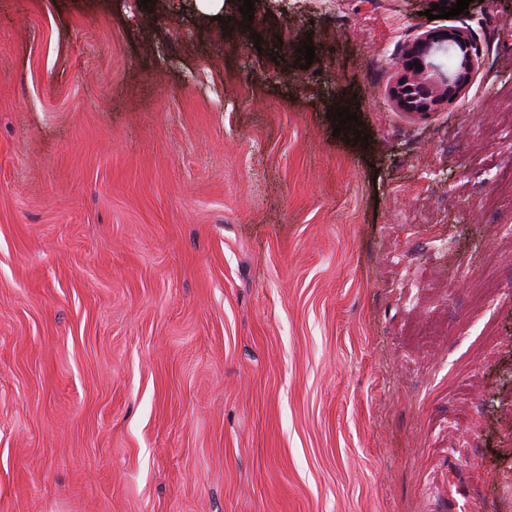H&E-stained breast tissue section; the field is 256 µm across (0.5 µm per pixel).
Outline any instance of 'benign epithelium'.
Returning a JSON list of instances; mask_svg holds the SVG:
<instances>
[{
    "label": "benign epithelium",
    "mask_w": 512,
    "mask_h": 512,
    "mask_svg": "<svg viewBox=\"0 0 512 512\" xmlns=\"http://www.w3.org/2000/svg\"><path fill=\"white\" fill-rule=\"evenodd\" d=\"M482 55V46L468 31H426L417 37L403 56L404 72L393 87L397 106L425 115L457 98L469 84ZM441 56H452L456 66L443 70ZM421 69H416V66Z\"/></svg>",
    "instance_id": "obj_1"
}]
</instances>
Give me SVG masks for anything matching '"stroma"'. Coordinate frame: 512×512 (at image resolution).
Listing matches in <instances>:
<instances>
[{"label":"stroma","mask_w":512,"mask_h":512,"mask_svg":"<svg viewBox=\"0 0 512 512\" xmlns=\"http://www.w3.org/2000/svg\"><path fill=\"white\" fill-rule=\"evenodd\" d=\"M433 4L0 0V512H512V0ZM482 51L481 44L469 31L448 29L422 33L403 56L404 72L392 90L397 106L405 112L425 115L452 102L471 81ZM451 55L456 66L444 71L439 57ZM414 61L421 70L416 69Z\"/></svg>","instance_id":"35a3bbf8"}]
</instances>
